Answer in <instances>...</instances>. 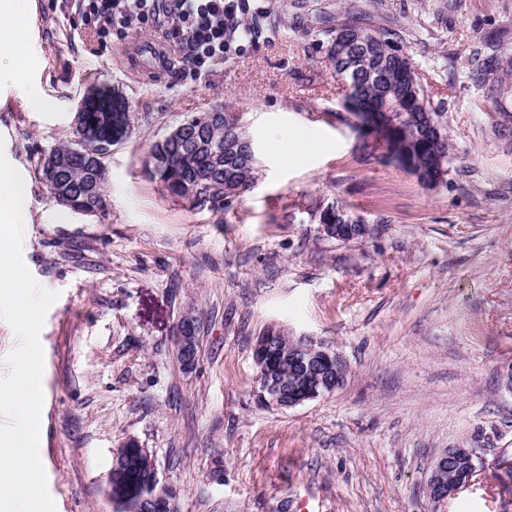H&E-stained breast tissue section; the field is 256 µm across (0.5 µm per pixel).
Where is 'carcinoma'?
<instances>
[{
  "label": "carcinoma",
  "instance_id": "obj_1",
  "mask_svg": "<svg viewBox=\"0 0 512 512\" xmlns=\"http://www.w3.org/2000/svg\"><path fill=\"white\" fill-rule=\"evenodd\" d=\"M271 25V14L257 11L248 23L249 34L257 38ZM318 34L336 73H344L356 83L357 95L347 98L344 108L352 125L373 138L363 141L362 149L379 146L387 161L406 171L426 169L447 177L450 155L444 112L432 106L412 58L400 46L401 31L322 20ZM86 115L84 136L76 134L69 143L47 153L66 160L60 178L49 175L44 160L40 180L52 195L63 188L75 193L71 209L97 212L105 206V161L112 147L128 138L132 104L124 94L101 96L87 103ZM237 123L232 112L206 124L189 121V130L152 145L151 153L162 161L151 175L160 179L171 195L181 198L187 185H196L190 203L197 209L224 205V189L233 190L230 197L238 196L255 172L231 138ZM120 478L125 487L137 489L148 483L149 473L138 457L129 456Z\"/></svg>",
  "mask_w": 512,
  "mask_h": 512
}]
</instances>
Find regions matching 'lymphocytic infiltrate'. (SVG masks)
Segmentation results:
<instances>
[{"label": "lymphocytic infiltrate", "instance_id": "lymphocytic-infiltrate-1", "mask_svg": "<svg viewBox=\"0 0 512 512\" xmlns=\"http://www.w3.org/2000/svg\"><path fill=\"white\" fill-rule=\"evenodd\" d=\"M85 19L125 31L164 13L163 40L187 50L196 69L222 65L228 23L242 25L243 0H78Z\"/></svg>", "mask_w": 512, "mask_h": 512}]
</instances>
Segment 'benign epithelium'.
Segmentation results:
<instances>
[{"label":"benign epithelium","instance_id":"7a95c632","mask_svg":"<svg viewBox=\"0 0 512 512\" xmlns=\"http://www.w3.org/2000/svg\"><path fill=\"white\" fill-rule=\"evenodd\" d=\"M377 230L374 224H322L321 233L331 239L346 242L372 237ZM199 324L197 315L185 313L177 326L176 356L185 370L192 369L198 361ZM254 359L262 379L255 389L257 404L280 409H290L315 400L339 388L346 376L347 364L341 353L311 342L285 338L273 330L256 343ZM288 363V371L305 375L291 386L270 375L280 363ZM129 452L139 455L150 471L149 492L138 496L120 486H113L112 476L121 470L120 455ZM457 462L458 469L448 476V459ZM485 462L482 448H446L436 458L427 481L426 491L430 500L442 504L469 486ZM106 491L114 502L116 512H174L179 496L178 488L161 481L152 453L134 439L125 440L113 455L107 476Z\"/></svg>","mask_w":512,"mask_h":512}]
</instances>
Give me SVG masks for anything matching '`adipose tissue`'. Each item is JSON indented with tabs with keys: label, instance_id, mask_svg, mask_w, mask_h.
<instances>
[{
	"label": "adipose tissue",
	"instance_id": "ef3b65f1",
	"mask_svg": "<svg viewBox=\"0 0 512 512\" xmlns=\"http://www.w3.org/2000/svg\"><path fill=\"white\" fill-rule=\"evenodd\" d=\"M33 0H0V100L16 96L30 110L51 106L33 84L25 80L30 61L28 18Z\"/></svg>",
	"mask_w": 512,
	"mask_h": 512
}]
</instances>
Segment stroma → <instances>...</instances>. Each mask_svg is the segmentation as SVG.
<instances>
[{
  "mask_svg": "<svg viewBox=\"0 0 512 512\" xmlns=\"http://www.w3.org/2000/svg\"><path fill=\"white\" fill-rule=\"evenodd\" d=\"M276 31L196 76L182 51L155 59L159 26L90 30L75 0H37L27 79L46 111L0 103V150L29 183L22 254L55 292L40 341L41 454L56 512H114L116 448L136 439L178 512H512V0H249ZM397 29L452 163L422 186L360 148L345 88L318 47L317 15ZM95 87L132 102V131L106 160L101 214L54 220L44 153L71 138ZM237 113L259 163L248 191L198 210L152 179V144L217 107ZM288 139L297 156L278 148ZM339 205L376 234L319 230ZM200 319L197 365L177 324ZM337 350L344 384L263 409L253 348L264 329ZM482 448L473 484L435 509L426 480L447 448ZM199 324L197 315L185 313L177 326L175 341L176 356L185 370L192 369L198 361L199 353Z\"/></svg>",
  "mask_w": 512,
  "mask_h": 512,
  "instance_id": "obj_1",
  "label": "stroma"
}]
</instances>
